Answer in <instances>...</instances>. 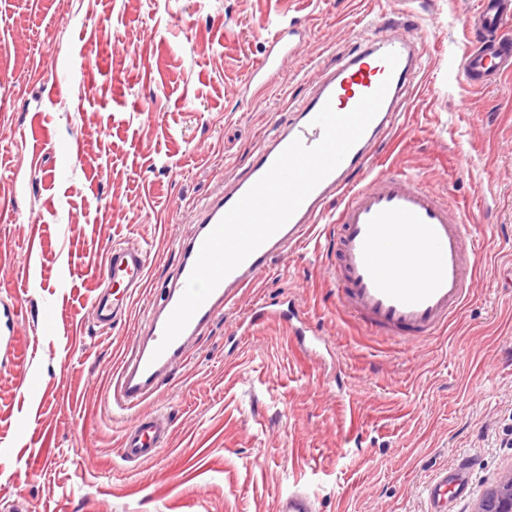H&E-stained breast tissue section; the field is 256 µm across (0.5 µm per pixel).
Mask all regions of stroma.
I'll return each instance as SVG.
<instances>
[{
	"label": "stroma",
	"mask_w": 512,
	"mask_h": 512,
	"mask_svg": "<svg viewBox=\"0 0 512 512\" xmlns=\"http://www.w3.org/2000/svg\"><path fill=\"white\" fill-rule=\"evenodd\" d=\"M476 3L0 0V310L23 319L0 348V512H275L298 487L316 512H426V486L461 456L472 479L453 512H471L512 470V73L461 79ZM269 21L297 51L259 93ZM387 22L423 69L376 167L418 175L470 219L472 299L428 343L373 336L336 305L334 227L318 225L192 340L140 408L170 418L168 443L127 466L113 376L197 211L319 71ZM121 242L147 248L149 286L102 334L89 302ZM268 296L302 309L326 349L300 348L273 315L238 338Z\"/></svg>",
	"instance_id": "1"
}]
</instances>
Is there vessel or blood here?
<instances>
[{
  "label": "vessel or blood",
  "mask_w": 512,
  "mask_h": 512,
  "mask_svg": "<svg viewBox=\"0 0 512 512\" xmlns=\"http://www.w3.org/2000/svg\"><path fill=\"white\" fill-rule=\"evenodd\" d=\"M510 21L512 0H479L468 24L480 41L465 50L462 58L468 84L486 87L512 71V45L496 37ZM390 51L399 56L393 69L383 60ZM293 52L282 32H275L265 55L250 73L251 82L263 83L265 76L280 70ZM419 71L414 39L379 28L345 54L334 68L319 75L310 95L259 149L233 188L213 197L199 210L197 231L182 244V258L163 297L148 316L130 355L121 363L113 409L122 413L133 410L152 396L160 379L184 361L189 340L229 303L236 289L247 286L264 272L286 245L311 235L325 219V204L331 199L339 203L332 251L340 310L374 334L403 342L425 343L447 328L449 320L469 300L471 277L480 257L466 221L447 196L417 178L397 170L374 168L376 146L392 127ZM384 81L389 87L379 112L343 161L280 230L219 283L166 350L158 351L165 324L184 292L200 248L224 215L293 140L308 146L321 140L323 131L313 120L324 105H332L337 113H348L362 96L375 91ZM148 265L147 251L137 244L114 245L106 251L102 262L106 288L90 300V311L99 325L113 326L121 309L120 303L110 300L108 285H121L126 294H133L145 287ZM268 313L291 324L300 345L313 349L320 343L318 331L302 320L295 304L289 301L256 304L242 319L241 329L251 331ZM21 329L19 309L1 314L0 347L12 345ZM170 433V424L162 417H135L122 436V460L138 463L153 459ZM470 481L468 457H460L454 467L442 469L426 488L427 512H447L451 500L467 494ZM277 512H314V503L306 493L296 490L279 500Z\"/></svg>",
  "instance_id": "vessel-or-blood-1"
}]
</instances>
